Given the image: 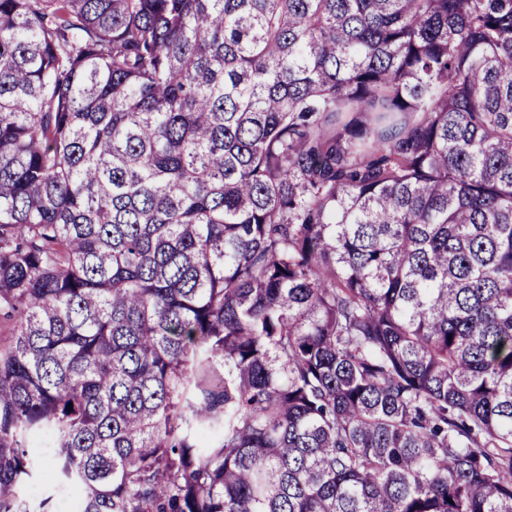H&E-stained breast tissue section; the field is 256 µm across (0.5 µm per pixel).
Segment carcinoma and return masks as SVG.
Segmentation results:
<instances>
[{
	"label": "carcinoma",
	"mask_w": 512,
	"mask_h": 512,
	"mask_svg": "<svg viewBox=\"0 0 512 512\" xmlns=\"http://www.w3.org/2000/svg\"><path fill=\"white\" fill-rule=\"evenodd\" d=\"M0 311V512H512V0H0ZM28 445V451L31 457L43 464L40 476L33 481L30 488L34 486L39 488V492L36 494L38 497L36 498H40L48 491L51 492L54 495V510L56 512H63L62 504L64 501L72 497V494L78 497L79 494L73 489L60 485L55 481L52 466L49 462L50 458L46 453V440L44 437L41 435H33L30 437ZM65 509L67 512H81L82 504L76 498L69 499L65 504Z\"/></svg>",
	"instance_id": "cac0c4a2"
}]
</instances>
